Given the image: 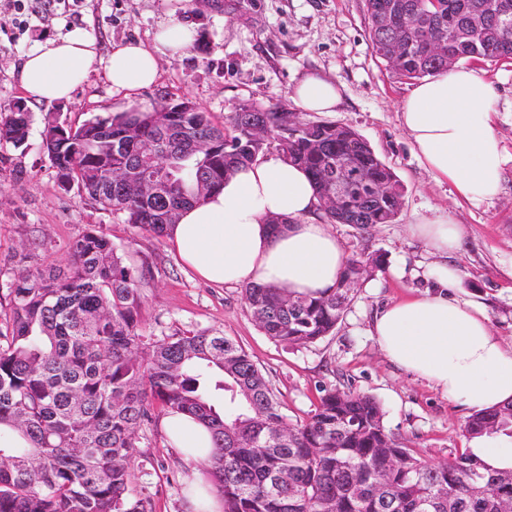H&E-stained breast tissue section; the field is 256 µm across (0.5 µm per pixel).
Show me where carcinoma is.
<instances>
[{"mask_svg": "<svg viewBox=\"0 0 512 512\" xmlns=\"http://www.w3.org/2000/svg\"><path fill=\"white\" fill-rule=\"evenodd\" d=\"M375 55L399 80L448 70L427 51L440 41L455 63H512V0H365ZM415 11L417 28L401 16ZM399 47L396 63L388 60ZM148 112H104L43 137L57 185L75 187L117 220L163 237L180 211L217 191L237 168L274 149L303 167L319 199L335 191L328 173L345 164L358 173L329 223L366 230L391 224L403 186L353 128L308 121L297 112L245 102L224 125L193 104L157 124ZM32 112L0 116V142L25 150ZM269 138L258 143L250 129ZM199 138L211 151L199 153ZM168 156L162 194L138 199L108 180L114 170L144 171ZM384 183L391 194L373 195ZM381 256L347 262L334 291L295 297L282 288L251 285L243 300L258 327L286 346H307L333 333L351 301L350 283L378 268ZM102 230L91 228L69 247L60 266H36L11 277L6 332H0V512H150V499L131 476L142 427L154 405L185 413L212 434L209 475L224 512H500L512 502V469L486 465L466 450L433 464L386 428L372 397L328 390L308 418L289 424L270 382L233 339L212 330H185L145 342L139 282ZM467 438L512 436V403L477 412Z\"/></svg>", "mask_w": 512, "mask_h": 512, "instance_id": "cac0c4a2", "label": "carcinoma"}]
</instances>
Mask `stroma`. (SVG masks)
Segmentation results:
<instances>
[{
  "instance_id": "1",
  "label": "stroma",
  "mask_w": 512,
  "mask_h": 512,
  "mask_svg": "<svg viewBox=\"0 0 512 512\" xmlns=\"http://www.w3.org/2000/svg\"><path fill=\"white\" fill-rule=\"evenodd\" d=\"M172 18L204 30L208 54L189 49L160 56L155 84L128 96L113 93L99 68L69 100L29 102L27 149L0 147V268L11 273L27 268L31 254L46 266L60 263L73 240L100 228L131 264L148 269L140 283L145 336L157 340L186 329L223 332L263 371L289 422L307 418L324 391L350 390L374 397L387 429L426 460L441 463L464 451L468 412L390 364L371 334V320L390 302L431 286L438 258L410 226L443 209L465 230L462 251L448 258L462 273V295L486 306L493 332L512 347V63L477 64L495 89L496 130L506 163L500 195L476 204L457 200L450 185L437 184L414 154L398 122L410 83L391 78L373 53L364 0H0V114L25 98L19 64L46 39L79 29L104 57L131 39L152 45L158 27ZM311 70L344 84V104L329 121L358 131L397 175L404 193L394 223L366 233L352 224L331 225L348 258L377 253L384 263L354 290L335 331L304 347L266 336L252 320L241 288L195 279L165 239L121 223L78 190H59L42 147L46 115L77 124L161 97H190L219 125L243 102L290 110L293 87ZM17 165L25 171L20 180L12 172ZM185 478L159 425H145L133 481L146 489L151 512H186Z\"/></svg>"
}]
</instances>
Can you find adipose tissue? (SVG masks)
<instances>
[{
  "label": "adipose tissue",
  "mask_w": 512,
  "mask_h": 512,
  "mask_svg": "<svg viewBox=\"0 0 512 512\" xmlns=\"http://www.w3.org/2000/svg\"><path fill=\"white\" fill-rule=\"evenodd\" d=\"M195 33L174 20L163 24L154 47L127 41L109 53L105 72L113 93L130 94L153 84L158 54L192 47ZM97 46L81 31L49 39L27 54L19 70L23 90L35 101L69 99L89 76ZM492 84L477 71H447L419 81L398 113L412 149L439 183L467 202L495 199L502 189L504 150L496 131ZM299 111L332 113L343 102L341 83L304 75L292 90ZM308 174L276 155L239 168L220 191L185 209L166 233L170 251L201 281L215 285H274L298 296L331 293L347 256L327 222ZM283 218L281 227L270 225ZM413 235L440 259L431 271L432 291L382 308L371 333L394 366L423 379L459 406L486 411L512 401V348L494 336L477 301L456 296L460 271L449 254L460 251L464 232L448 213L412 224ZM162 427L192 472L191 512H221L222 504L197 473L201 449L211 447L207 428L169 413Z\"/></svg>",
  "instance_id": "ef3b65f1"
}]
</instances>
